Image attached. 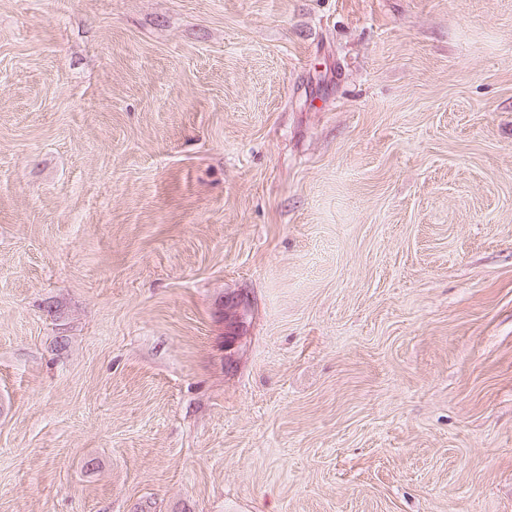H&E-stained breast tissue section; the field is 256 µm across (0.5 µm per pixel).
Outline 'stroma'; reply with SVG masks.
<instances>
[{
	"label": "stroma",
	"instance_id": "obj_1",
	"mask_svg": "<svg viewBox=\"0 0 512 512\" xmlns=\"http://www.w3.org/2000/svg\"><path fill=\"white\" fill-rule=\"evenodd\" d=\"M0 512H512V0H0Z\"/></svg>",
	"mask_w": 512,
	"mask_h": 512
}]
</instances>
